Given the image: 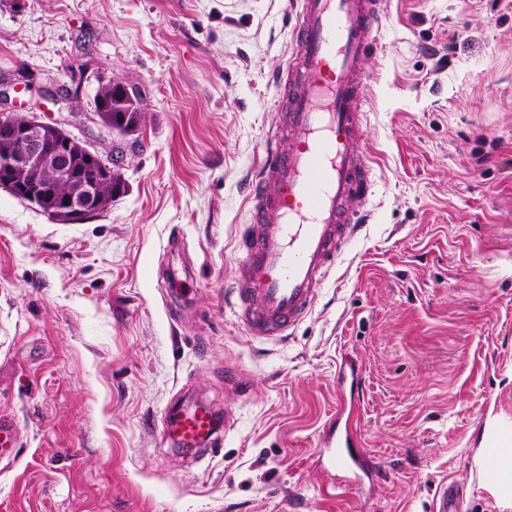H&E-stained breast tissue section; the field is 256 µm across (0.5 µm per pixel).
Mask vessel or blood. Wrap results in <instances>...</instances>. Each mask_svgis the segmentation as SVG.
Wrapping results in <instances>:
<instances>
[{"label":"vessel or blood","instance_id":"obj_1","mask_svg":"<svg viewBox=\"0 0 512 512\" xmlns=\"http://www.w3.org/2000/svg\"><path fill=\"white\" fill-rule=\"evenodd\" d=\"M379 0H300L294 50L286 63L283 104L297 135L287 147L266 144L248 196L260 228L243 241L244 284L237 314L251 335H284L312 299L355 232L373 194L362 128L368 101L361 62L384 23ZM163 437L204 453L222 446L223 430L201 403H170ZM357 417L339 406L322 457L348 471H368ZM459 492L441 483L434 512H458Z\"/></svg>","mask_w":512,"mask_h":512}]
</instances>
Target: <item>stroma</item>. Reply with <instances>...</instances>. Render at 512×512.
<instances>
[{
  "mask_svg": "<svg viewBox=\"0 0 512 512\" xmlns=\"http://www.w3.org/2000/svg\"><path fill=\"white\" fill-rule=\"evenodd\" d=\"M364 61L372 217L308 315L251 336L224 303L281 122L296 0H0V73L91 111L126 83L146 121L111 207L60 224L0 189V512H512L477 473L512 417V0H381ZM356 369L351 489L318 465ZM228 413L199 459L171 400ZM458 503L459 492L454 485L444 481L436 488L434 512H458Z\"/></svg>",
  "mask_w": 512,
  "mask_h": 512,
  "instance_id": "1",
  "label": "stroma"
}]
</instances>
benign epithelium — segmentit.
<instances>
[{
  "instance_id": "benign-epithelium-1",
  "label": "benign epithelium",
  "mask_w": 512,
  "mask_h": 512,
  "mask_svg": "<svg viewBox=\"0 0 512 512\" xmlns=\"http://www.w3.org/2000/svg\"><path fill=\"white\" fill-rule=\"evenodd\" d=\"M37 89L41 95L64 103L66 95L45 89L37 84L36 75L25 71L0 74V106L7 104L10 92ZM94 122L108 133L122 134L117 128L107 127L94 112H81L69 107L66 118L47 120L36 112L25 114L0 113V140L12 146V151L0 155V187L9 189L18 198L32 204L42 201L39 184L42 174L51 176L56 187H64L55 209L49 216L63 224H77L101 211L106 192L112 190V169L120 167L123 156L107 160L95 150H87L89 161H95L99 170L88 174L75 171L71 162L73 139L67 126ZM24 171L35 175L28 183H15L14 173Z\"/></svg>"
}]
</instances>
